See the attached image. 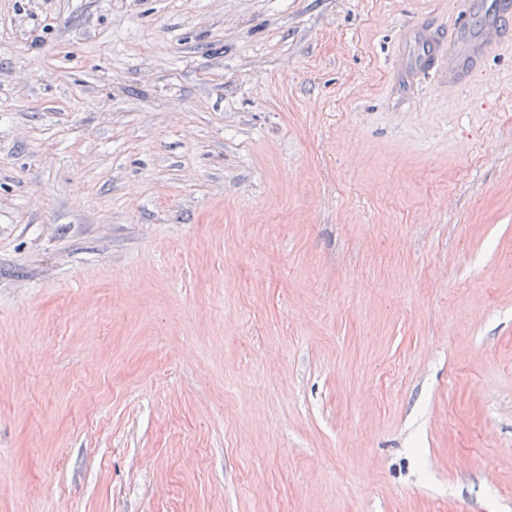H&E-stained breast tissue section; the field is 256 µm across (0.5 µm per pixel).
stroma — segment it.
Returning <instances> with one entry per match:
<instances>
[{
    "mask_svg": "<svg viewBox=\"0 0 512 512\" xmlns=\"http://www.w3.org/2000/svg\"><path fill=\"white\" fill-rule=\"evenodd\" d=\"M489 2L0 0V512H512Z\"/></svg>",
    "mask_w": 512,
    "mask_h": 512,
    "instance_id": "stroma-1",
    "label": "stroma"
}]
</instances>
